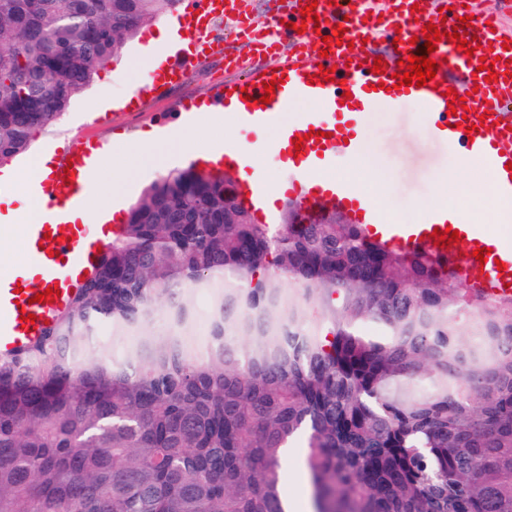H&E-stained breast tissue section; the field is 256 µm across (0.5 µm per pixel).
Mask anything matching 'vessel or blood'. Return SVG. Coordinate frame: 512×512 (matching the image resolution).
Masks as SVG:
<instances>
[{
  "label": "vessel or blood",
  "mask_w": 512,
  "mask_h": 512,
  "mask_svg": "<svg viewBox=\"0 0 512 512\" xmlns=\"http://www.w3.org/2000/svg\"><path fill=\"white\" fill-rule=\"evenodd\" d=\"M309 0H288L284 18H273L267 31L254 30L248 35L245 53L233 50L224 52V69L232 73L231 81L217 88L212 104L226 107L231 97L248 93L255 98L254 106L231 115L233 124L253 130L274 128L279 132V154L286 161L294 178L288 190L302 202H317L323 198L339 201L369 232L390 245L413 248L433 247L434 229L453 227L461 238L469 242L470 250L460 253L459 243L443 247V254L458 251L456 271L473 287L493 295H512V245L495 241L476 225L451 222L450 219L429 217L420 224H399L387 219L369 204L348 183L324 181L322 168L330 163L326 153L330 134L344 129L349 138V149H356L357 133L355 116L371 111L379 98V86L391 87L394 97L420 103L429 119L435 137L446 140L449 147L460 150L477 160L485 170L496 176L500 195L512 198V114L507 105L512 104V79L489 84L476 69L481 61L494 63L498 73H505L512 65V30L493 29L486 16L477 14L467 27L475 36L479 47L475 59H468L463 50L447 40H440L433 52H426L420 37L421 25L440 24L452 30L459 17L465 16V7L471 0H399L389 10L378 7L377 0H318L315 8L318 21H306L301 10ZM419 5V12H412V5ZM290 21V28H282V21ZM304 23V33H297V23ZM345 26L344 43L326 48L323 38L335 35L337 26ZM398 33L395 60L386 61L383 73H373L377 52L365 48L363 39L376 33ZM360 44L359 52H351L349 43ZM431 55L439 61L434 81L423 87L395 88L394 75L406 72L409 55ZM344 56L348 65L337 66V57ZM265 58V69H246V58ZM333 70V80L318 76L319 68ZM275 81V92L270 104L261 106L257 100L264 93V81ZM477 87V94H470V87ZM456 90L464 97L469 108L465 126H473V133L458 127L456 116L447 112V89ZM300 100L320 104L317 112H305L288 119L287 112ZM320 132V140L310 139L309 131ZM302 139V146H295V139ZM93 142L82 140L71 153V169L56 167L55 179H68L70 197L83 191V180L88 161L93 153ZM64 210H56L55 223L31 224L26 231V247L31 262L39 273L34 286L17 287L16 283L0 282V357L21 353L39 338L55 312L63 308L76 286L80 284L104 249V240H91L85 228L64 223ZM488 251L486 262H479L472 255L473 249ZM58 286L54 303H39L35 294L49 286ZM35 315L33 324L22 325L21 313Z\"/></svg>",
  "instance_id": "vessel-or-blood-1"
}]
</instances>
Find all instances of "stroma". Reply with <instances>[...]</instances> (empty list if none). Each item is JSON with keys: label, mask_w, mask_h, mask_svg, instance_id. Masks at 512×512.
<instances>
[{"label": "stroma", "mask_w": 512, "mask_h": 512, "mask_svg": "<svg viewBox=\"0 0 512 512\" xmlns=\"http://www.w3.org/2000/svg\"><path fill=\"white\" fill-rule=\"evenodd\" d=\"M157 26V20L145 22L121 55L107 63L88 89L72 101L63 118L37 134L30 150L11 163V170H28L47 150L52 151L53 161H60L78 140L85 139L111 147L108 171L121 173L126 162L125 147L155 131L157 122L177 117L183 105L207 100L216 85L227 81L223 56L213 54L195 64L182 83L145 94L138 110L124 109L122 102L132 90ZM357 132L362 147L375 150L379 169L377 178L358 182V190L377 200L388 218L403 224L421 223L427 215L426 203L439 197L440 180L457 166L460 153L429 138L425 112L414 101L400 107H375L364 113ZM203 133L214 143L230 138L257 147L256 171L283 183L288 181V170L279 167L272 150L276 130L238 128L223 113L214 112ZM33 201L32 183L24 179L14 185L10 203L0 202V214L15 215L13 223H0V242L12 255L11 262L0 264V278L12 276L26 262L20 229L28 221Z\"/></svg>", "instance_id": "35a3bbf8"}]
</instances>
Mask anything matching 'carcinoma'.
<instances>
[{"label": "carcinoma", "instance_id": "obj_1", "mask_svg": "<svg viewBox=\"0 0 512 512\" xmlns=\"http://www.w3.org/2000/svg\"><path fill=\"white\" fill-rule=\"evenodd\" d=\"M180 3L0 0V166ZM448 264L296 201L262 224L222 170L167 173L43 335L0 358V512H285L300 436L315 512H512V297ZM161 307L181 334L154 333ZM101 323L140 348L88 357ZM211 297L206 292H200L194 305V318L198 328V344L202 351L209 342Z\"/></svg>", "mask_w": 512, "mask_h": 512}]
</instances>
